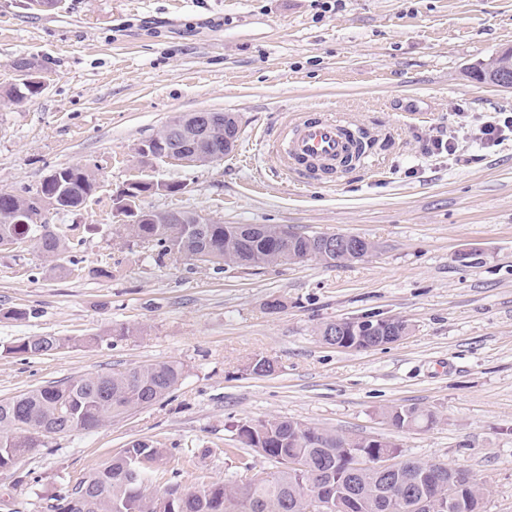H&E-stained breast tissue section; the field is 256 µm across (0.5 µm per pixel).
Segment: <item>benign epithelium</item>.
<instances>
[{
  "label": "benign epithelium",
  "mask_w": 512,
  "mask_h": 512,
  "mask_svg": "<svg viewBox=\"0 0 512 512\" xmlns=\"http://www.w3.org/2000/svg\"><path fill=\"white\" fill-rule=\"evenodd\" d=\"M18 76L23 83L43 82L42 71L44 65L36 57H29L21 62L14 63ZM483 70L486 82L504 88L512 89V46L502 49L499 54L487 63L479 65ZM176 129V137L172 140L175 147L165 150L151 151L145 145L140 147V153L146 157H153L165 161H178L185 164H195L204 159L209 163L222 159L230 151L238 138V125L224 120L223 114L215 111H204L196 118H183L178 116L170 122ZM144 185L142 181H133L127 184L117 196L116 213L124 217L131 213H138L135 187ZM194 227L185 232L183 240L173 246L174 251L186 254L188 243L201 230V225L211 223V220L197 214L193 217ZM264 235H272L276 240L285 244V248L278 252V262L297 263L310 257L302 255L293 248L296 239L295 231L286 225H278L270 230L259 228ZM320 249L323 251H336V257L343 261L361 260L374 252L373 243L363 237L336 233L319 236ZM370 335L361 336L358 342L352 344L346 340L336 343L338 348H352L354 350H371L375 348L374 341L384 331V323L366 326ZM344 455L350 460V470L359 473L367 468H375L386 477L379 496L388 501L399 503L407 512H448L454 505L457 492L461 485H474L470 474L466 472L453 473L444 465L432 467L425 471L428 476L427 486L418 494H413L411 486L415 480L406 472L405 461L393 452H383L369 455L361 448L343 445ZM337 485L332 482L322 483L309 492L302 490L308 500V512H324L327 508L338 502Z\"/></svg>",
  "instance_id": "7a95c632"
}]
</instances>
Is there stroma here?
<instances>
[{"label":"stroma","mask_w":512,"mask_h":512,"mask_svg":"<svg viewBox=\"0 0 512 512\" xmlns=\"http://www.w3.org/2000/svg\"><path fill=\"white\" fill-rule=\"evenodd\" d=\"M510 45L512 0H341L327 13L314 0H59L48 11L0 0V91L17 79L16 58L47 61L40 95L0 99V190H36L67 166L96 177L80 209L44 214L69 244L61 268L30 241L0 250V399L184 367L158 403L0 470V512H55L59 494L137 439L168 453L154 489L237 479L242 463L269 465L240 446L238 426L274 416L467 470L492 486L483 512H512V136L488 148L477 137L488 116L512 114V92L468 72ZM304 108L343 113L375 150L332 183L282 174L258 142ZM204 110L238 120L222 160L139 154L174 116ZM437 137L453 152L426 151ZM135 180L157 185L139 199L147 210L351 233L376 249L337 266L160 260L113 209ZM367 316L411 332L370 351L316 334ZM39 334L68 344L9 353ZM261 357L275 373H251ZM403 405L440 421L394 428L384 412Z\"/></svg>","instance_id":"35a3bbf8"}]
</instances>
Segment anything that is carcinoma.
Segmentation results:
<instances>
[{
    "label": "carcinoma",
    "instance_id": "cac0c4a2",
    "mask_svg": "<svg viewBox=\"0 0 512 512\" xmlns=\"http://www.w3.org/2000/svg\"><path fill=\"white\" fill-rule=\"evenodd\" d=\"M37 84H14L4 91L8 100L28 99L40 94ZM96 189L94 175L85 167L59 168L47 176L36 191L22 194L0 192V234L18 236L34 244L56 261L66 252L65 240L50 232L51 225L41 223L42 213L53 209L68 213L79 209ZM27 205L35 215L28 224L13 223V213ZM244 224L205 225L206 247L217 253L216 262H224V244L236 239L233 264L252 267L270 264L275 243L260 233H243ZM130 235L147 244L158 259L176 260L172 250L176 224H155L151 221L125 227ZM66 340L58 336H29L9 347L12 353L28 356H46L58 352ZM183 366L177 361L139 365L124 370L90 374L58 385L30 389L7 399H0V468L11 467L34 448L47 440L72 431H89L110 419L121 418L133 411L148 407L169 395L181 382ZM386 416L397 429L428 427L437 420L430 409L416 406H398ZM34 419L45 428L42 439L35 443L21 429ZM338 434L309 426L288 418H270L246 422L239 426L238 442L264 458L281 464V459L299 456L305 470L300 480L314 482L324 473L339 477L341 500L358 495L365 503L361 512H400L385 499L376 495L382 481L376 471L351 476L336 448ZM131 454L145 455L152 466L142 475L136 486L124 478ZM165 461V451L150 440H135L123 453L112 457L90 477L105 484L104 492H94L77 486L60 497L56 512H63V502L75 495L81 504L79 512H302L294 497L298 478L279 472L269 483L239 484L227 480L207 483L187 494L183 508L170 498L175 489L162 492L148 491V485ZM485 498L468 486L460 491L457 512H483Z\"/></svg>",
    "mask_w": 512,
    "mask_h": 512
}]
</instances>
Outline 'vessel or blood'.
<instances>
[{"label":"vessel or blood","mask_w":512,"mask_h":512,"mask_svg":"<svg viewBox=\"0 0 512 512\" xmlns=\"http://www.w3.org/2000/svg\"><path fill=\"white\" fill-rule=\"evenodd\" d=\"M351 132L350 121L330 110L297 112L273 133L268 149L284 172L307 177L318 167L332 174L351 149Z\"/></svg>","instance_id":"vessel-or-blood-1"}]
</instances>
